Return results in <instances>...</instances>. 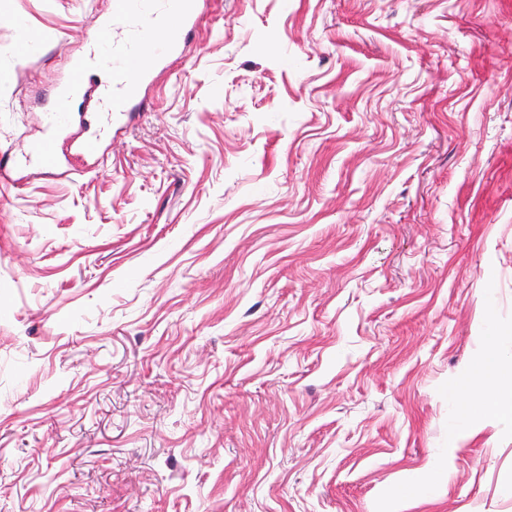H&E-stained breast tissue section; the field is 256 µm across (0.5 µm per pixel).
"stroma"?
Wrapping results in <instances>:
<instances>
[{"mask_svg": "<svg viewBox=\"0 0 512 512\" xmlns=\"http://www.w3.org/2000/svg\"><path fill=\"white\" fill-rule=\"evenodd\" d=\"M108 5L0 0V151ZM146 96L0 191V512H512V0H206ZM512 392V364L503 360L497 350L496 340L489 339L485 345V356L471 374L460 394L462 403L479 398L488 412H494L500 401Z\"/></svg>", "mask_w": 512, "mask_h": 512, "instance_id": "obj_1", "label": "stroma"}]
</instances>
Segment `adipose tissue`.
<instances>
[{"mask_svg":"<svg viewBox=\"0 0 512 512\" xmlns=\"http://www.w3.org/2000/svg\"><path fill=\"white\" fill-rule=\"evenodd\" d=\"M512 394V363L503 360L495 340H488L481 364L471 374L460 394L461 402L477 398L484 402L487 411H495L500 401Z\"/></svg>","mask_w":512,"mask_h":512,"instance_id":"ef3b65f1","label":"adipose tissue"}]
</instances>
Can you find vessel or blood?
Wrapping results in <instances>:
<instances>
[{"mask_svg": "<svg viewBox=\"0 0 512 512\" xmlns=\"http://www.w3.org/2000/svg\"><path fill=\"white\" fill-rule=\"evenodd\" d=\"M204 0H112L93 15L98 39L58 83L45 111L42 134L0 162V184L16 185L28 166L45 172L72 159L98 163L114 126L143 111L145 90L169 58L183 55L202 14Z\"/></svg>", "mask_w": 512, "mask_h": 512, "instance_id": "obj_1", "label": "vessel or blood"}]
</instances>
